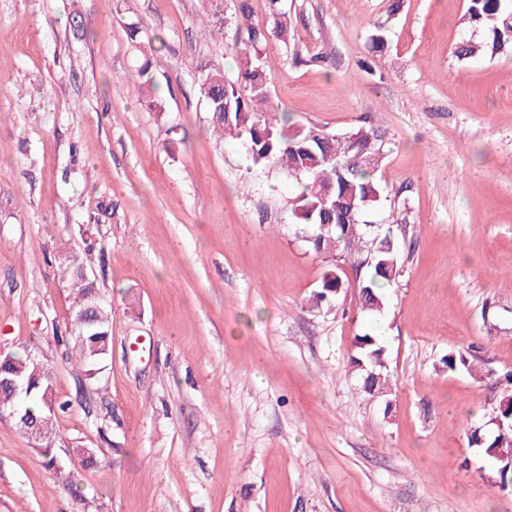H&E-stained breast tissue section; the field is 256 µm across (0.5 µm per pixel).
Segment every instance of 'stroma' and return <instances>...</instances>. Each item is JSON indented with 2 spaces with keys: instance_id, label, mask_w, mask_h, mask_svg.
I'll return each instance as SVG.
<instances>
[{
  "instance_id": "1",
  "label": "stroma",
  "mask_w": 512,
  "mask_h": 512,
  "mask_svg": "<svg viewBox=\"0 0 512 512\" xmlns=\"http://www.w3.org/2000/svg\"><path fill=\"white\" fill-rule=\"evenodd\" d=\"M390 4L282 0L296 41L262 58L294 122L383 135L372 219L398 225L403 272L368 315L354 287L311 310L325 262L295 179L208 128L199 79L237 74L217 32L234 0L207 32L201 0H0V351L51 366L54 448L77 485L2 419L0 512H512V484L463 436L512 370V54L454 57L467 0ZM137 19L167 44L159 114L127 80ZM65 249L112 312L98 391L59 342ZM366 331L385 342V403L349 367ZM471 345L480 383L441 363Z\"/></svg>"
}]
</instances>
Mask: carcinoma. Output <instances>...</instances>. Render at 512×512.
I'll return each instance as SVG.
<instances>
[{"label": "carcinoma", "mask_w": 512, "mask_h": 512, "mask_svg": "<svg viewBox=\"0 0 512 512\" xmlns=\"http://www.w3.org/2000/svg\"><path fill=\"white\" fill-rule=\"evenodd\" d=\"M269 23L252 21L250 0H236L231 23L232 45L239 55L237 76L229 78L221 71L205 73L200 91L210 114V125L219 138H244L252 167H280L301 181L294 197L292 212L307 226L306 242L316 254L326 259V269L314 293L312 308L329 307L345 284L342 267L350 265L358 277L361 311L382 313L387 305V291L398 284L402 263L392 227L381 230L366 220V215L381 208L387 190L375 174L385 153L382 136L372 126H361L349 135L329 133L314 125L291 121L270 102V77L262 64V53L270 41L288 45L292 29L288 12L281 0H267ZM465 24L482 37L462 40L454 49L459 60L489 58L512 53V0H468ZM165 47L162 39L148 43L149 57L133 77L141 103L153 112L164 110L157 95L151 57ZM230 109H224V104ZM87 258L71 252L61 266L72 290L69 312L70 333L74 345L68 362L78 366L87 379L96 376L98 365L108 352L111 336L110 316L105 305L97 313L89 311L97 302L99 291L94 280H83L79 272ZM386 349L369 334L355 337L350 365L358 375L360 391L368 398H385L391 387L385 373ZM448 370L482 378L481 368L466 350L448 354ZM0 368L18 380L32 384L31 393L19 401L8 389H0V418L10 417L18 405L39 422L43 439L37 442L49 468L55 467L54 418L43 401L51 383L49 371L29 356L0 352ZM506 394L500 399L495 416L502 428L488 432L477 427L467 433L468 445L488 456L499 476L500 485L512 481V373L504 377Z\"/></svg>", "instance_id": "obj_1"}]
</instances>
